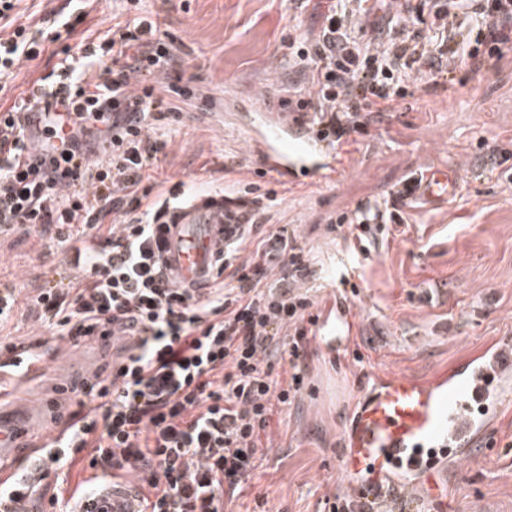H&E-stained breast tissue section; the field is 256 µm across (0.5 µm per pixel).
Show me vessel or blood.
<instances>
[{
  "label": "vessel or blood",
  "mask_w": 512,
  "mask_h": 512,
  "mask_svg": "<svg viewBox=\"0 0 512 512\" xmlns=\"http://www.w3.org/2000/svg\"><path fill=\"white\" fill-rule=\"evenodd\" d=\"M245 109L251 153L258 169L289 189L310 190L338 183L352 153L348 143H332L303 112H279L262 105L257 94L240 98ZM412 196L445 204L461 190L456 167L425 170L410 184ZM241 219L226 197L206 194L173 209L160 235V263L172 287L205 295L224 266V244L239 231ZM315 338L328 349L342 347L353 335L358 314L353 304L329 298L316 311ZM21 365L30 379L46 373L45 360L29 358L25 344L0 357V365ZM94 358L66 364L55 375L60 393H69L74 372L88 371ZM0 389V463L25 447L36 423L51 426L54 407L38 415L26 404L4 407ZM512 405V338L486 343L427 379L375 376L346 432L343 472L361 481L376 506L404 498L423 501L433 484L445 481L449 466L487 447L497 414ZM71 512H146L135 482L105 481L86 493Z\"/></svg>",
  "instance_id": "vessel-or-blood-1"
}]
</instances>
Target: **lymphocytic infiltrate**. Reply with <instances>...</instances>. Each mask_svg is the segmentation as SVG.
<instances>
[{
    "label": "lymphocytic infiltrate",
    "instance_id": "1",
    "mask_svg": "<svg viewBox=\"0 0 512 512\" xmlns=\"http://www.w3.org/2000/svg\"><path fill=\"white\" fill-rule=\"evenodd\" d=\"M18 2L0 0V78L86 20L74 12L47 31L19 24ZM325 2L318 37L291 52L306 85L287 92L336 140L367 133L406 98L455 94L456 70L491 71L512 53V0ZM384 9L381 28L374 17ZM102 46L125 53L112 78L92 85L66 64L54 84L0 106V232L38 228L63 243L76 224L97 232L76 260L81 278L34 298L39 320L73 344L134 338L117 371L78 386L76 410L59 416L62 431L39 457L50 468L83 462V493L132 477L148 512H223L274 407L304 386L313 272L295 231L251 223L225 246L224 279L205 297L165 286L155 226L170 204L144 203L139 187L165 146L157 131L170 106L127 81L167 75L182 58L145 16ZM283 353L285 381L275 370Z\"/></svg>",
    "mask_w": 512,
    "mask_h": 512
}]
</instances>
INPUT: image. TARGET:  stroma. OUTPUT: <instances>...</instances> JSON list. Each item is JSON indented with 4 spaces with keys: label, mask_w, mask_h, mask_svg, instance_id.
<instances>
[{
    "label": "stroma",
    "mask_w": 512,
    "mask_h": 512,
    "mask_svg": "<svg viewBox=\"0 0 512 512\" xmlns=\"http://www.w3.org/2000/svg\"><path fill=\"white\" fill-rule=\"evenodd\" d=\"M87 7L85 41L136 15L155 21L185 62L170 73L178 86L208 91L207 107L191 103L163 120L167 143L146 170L144 186L168 196L181 184L235 192L250 184L270 193L259 215L265 227L291 224L315 274L316 303L346 295L359 323L340 353L310 344L304 386L296 400L275 410L270 437L246 480L225 494L224 512H325L347 479L340 459L345 429L373 376L426 377L448 367L485 340L512 333V63L489 72H461L454 99L403 101L391 122L371 127L341 182L313 193L289 194L272 178L256 179L246 152L247 131L224 109L226 85L283 84L292 42L315 38L323 0H65L64 13ZM455 165L458 198L439 206L411 200L406 223L385 239L355 251L339 216L361 204H384L426 168ZM356 266L353 286L340 284L343 267ZM66 245L24 227L0 234V281L28 303L37 288L66 286L77 277ZM8 329L19 340L60 347L70 360L96 356L112 365V345L61 342L53 328L16 316ZM79 467L50 471L57 504L34 498V512H68ZM444 512H512V407L498 417L488 455H474L448 474Z\"/></svg>",
    "instance_id": "obj_1"
}]
</instances>
